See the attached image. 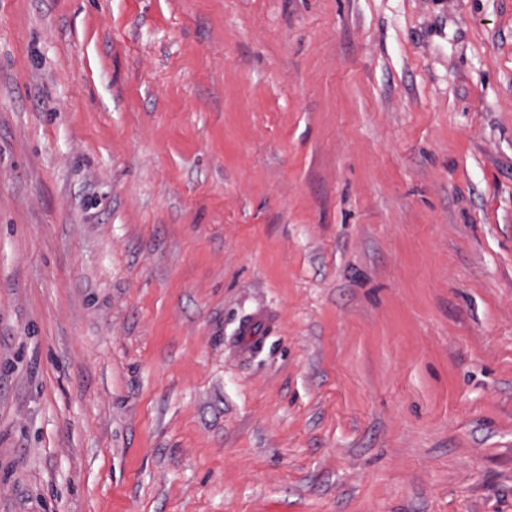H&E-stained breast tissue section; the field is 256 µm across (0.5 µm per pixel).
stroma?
I'll list each match as a JSON object with an SVG mask.
<instances>
[{
  "label": "stroma",
  "mask_w": 512,
  "mask_h": 512,
  "mask_svg": "<svg viewBox=\"0 0 512 512\" xmlns=\"http://www.w3.org/2000/svg\"><path fill=\"white\" fill-rule=\"evenodd\" d=\"M0 512H512V0H0Z\"/></svg>",
  "instance_id": "obj_1"
}]
</instances>
